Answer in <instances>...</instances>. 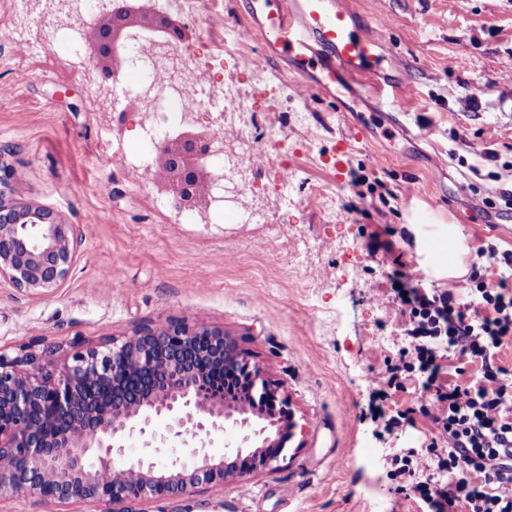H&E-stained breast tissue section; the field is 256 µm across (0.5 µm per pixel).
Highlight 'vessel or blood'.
I'll use <instances>...</instances> for the list:
<instances>
[{"label": "vessel or blood", "instance_id": "obj_1", "mask_svg": "<svg viewBox=\"0 0 512 512\" xmlns=\"http://www.w3.org/2000/svg\"><path fill=\"white\" fill-rule=\"evenodd\" d=\"M238 39L263 38V55L289 64L307 89L335 94L355 82L382 93L400 84L402 65L389 60L347 0H246Z\"/></svg>", "mask_w": 512, "mask_h": 512}]
</instances>
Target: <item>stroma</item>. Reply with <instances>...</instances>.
Returning a JSON list of instances; mask_svg holds the SVG:
<instances>
[{
  "instance_id": "35a3bbf8",
  "label": "stroma",
  "mask_w": 512,
  "mask_h": 512,
  "mask_svg": "<svg viewBox=\"0 0 512 512\" xmlns=\"http://www.w3.org/2000/svg\"><path fill=\"white\" fill-rule=\"evenodd\" d=\"M244 4L157 0L183 25L199 77L216 95L233 90L225 108L253 113L244 204L262 206L266 226L160 208L152 177L112 164L152 144L113 132L66 36L18 55L14 36L36 32L0 0V161L21 174L18 196L59 212L80 240L50 293L0 279V350L62 351L181 316L224 327L282 382L295 435L276 469L140 512H419L387 460L436 431L420 415L391 432L372 422L370 381L407 344L408 319L388 300L395 255L424 266V287L460 290L465 278L443 273L419 234L462 225L468 266L495 267L482 247L512 251V0H351L360 19L379 18L388 57L408 63L390 100L305 91L282 61L244 69L263 48L235 37Z\"/></svg>"
}]
</instances>
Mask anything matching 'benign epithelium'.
Returning <instances> with one entry per match:
<instances>
[{
	"instance_id": "obj_1",
	"label": "benign epithelium",
	"mask_w": 512,
	"mask_h": 512,
	"mask_svg": "<svg viewBox=\"0 0 512 512\" xmlns=\"http://www.w3.org/2000/svg\"><path fill=\"white\" fill-rule=\"evenodd\" d=\"M138 30L159 47L184 40L180 22L152 0H110L91 34L84 35L97 75L117 77L129 65ZM224 141L200 117H183L182 128L156 145V186L177 212H202L217 202L210 188L224 181L211 159ZM78 240L56 211L0 190V278L30 294L59 287L68 277ZM247 380L251 398L281 404L282 419L224 397L216 373ZM282 384L250 360L220 326L187 317L143 326L128 336L76 343L56 357L30 347L0 352V502L23 494L42 503H95L101 512H138L146 499L189 495L203 482L222 484L270 469L293 437L295 415ZM228 429L242 445L227 457L209 454ZM189 448L190 460L176 454ZM119 469L124 479L106 484L101 475ZM55 475L46 493L44 475Z\"/></svg>"
}]
</instances>
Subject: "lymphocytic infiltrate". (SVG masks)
Masks as SVG:
<instances>
[{"label": "lymphocytic infiltrate", "instance_id": "1", "mask_svg": "<svg viewBox=\"0 0 512 512\" xmlns=\"http://www.w3.org/2000/svg\"><path fill=\"white\" fill-rule=\"evenodd\" d=\"M497 282L473 267L465 296L422 288L413 265L400 263L393 303L408 318L410 345L370 384L372 401L383 402L421 379L432 397L419 409L396 410L393 430L421 414L445 436L393 456L389 475L411 484L421 512H512V369L500 355L512 343V252L502 255ZM455 365L440 381L437 359Z\"/></svg>", "mask_w": 512, "mask_h": 512}]
</instances>
